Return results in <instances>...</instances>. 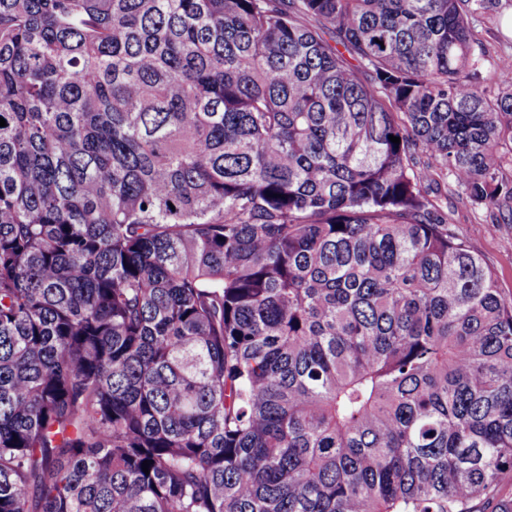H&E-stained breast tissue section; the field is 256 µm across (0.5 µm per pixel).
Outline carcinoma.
Segmentation results:
<instances>
[{
	"label": "carcinoma",
	"mask_w": 512,
	"mask_h": 512,
	"mask_svg": "<svg viewBox=\"0 0 512 512\" xmlns=\"http://www.w3.org/2000/svg\"><path fill=\"white\" fill-rule=\"evenodd\" d=\"M490 3L0 0V512H512ZM448 219L458 235L479 254L494 272L499 288L512 292V227L487 224L485 210L448 197ZM509 225V226H507ZM511 241V245L508 244Z\"/></svg>",
	"instance_id": "cac0c4a2"
}]
</instances>
